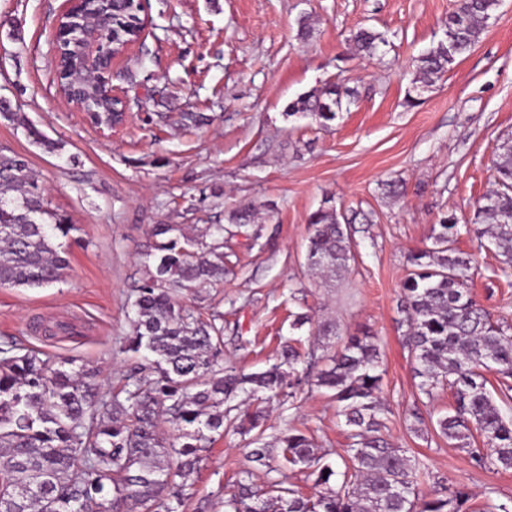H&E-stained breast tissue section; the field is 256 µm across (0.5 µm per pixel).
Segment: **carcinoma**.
Segmentation results:
<instances>
[{"label":"carcinoma","instance_id":"carcinoma-1","mask_svg":"<svg viewBox=\"0 0 512 512\" xmlns=\"http://www.w3.org/2000/svg\"><path fill=\"white\" fill-rule=\"evenodd\" d=\"M499 0H458L448 15L445 38L416 59L413 91L433 86L471 52L494 16ZM114 40L129 38L127 0L109 3ZM355 50L372 55L384 34L362 28ZM349 89L330 83L289 106L288 115L336 119ZM0 119L54 153L61 145L46 137L11 104L0 99ZM495 188L475 205L466 231L490 237L500 252L499 271L512 270V139L493 161ZM239 227L254 223L250 208L229 214ZM352 219L329 202L308 218L309 268L332 276L354 259ZM431 245L408 254L398 310L420 393L449 389L448 413L436 430L464 449L479 467L512 469V325L494 321L471 295L479 270L474 254L454 247L458 218L444 214ZM77 226L51 208L26 155L0 150V287L43 288L69 268V238ZM146 257L153 260L131 302L132 333L125 350L142 362L117 391L106 390L98 372L73 358H51L25 347H0V512H182L189 476L214 435L249 437L253 462L273 470L278 459L314 477L315 498L272 480L262 487L246 473L224 499L225 512H476L461 487L428 496L417 491L419 472L381 434L383 381L377 336L364 328L346 336L315 385L332 393L350 427L342 466L325 459L315 439L288 429L265 440L266 405L293 404L308 372L305 354L282 348L276 362L244 373L224 366L222 315L183 306L182 291L224 281V225L209 224L199 235L180 224H155ZM500 375L498 396L486 374ZM250 400L241 408L233 401ZM175 426L170 439L161 427Z\"/></svg>","mask_w":512,"mask_h":512}]
</instances>
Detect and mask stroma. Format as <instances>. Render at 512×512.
I'll return each instance as SVG.
<instances>
[{
	"mask_svg": "<svg viewBox=\"0 0 512 512\" xmlns=\"http://www.w3.org/2000/svg\"><path fill=\"white\" fill-rule=\"evenodd\" d=\"M61 4L0 0V98L62 149L47 153L4 120L0 148L28 156L52 208L78 228L61 282L0 287V344L77 359L121 387L139 361L120 346L152 225L195 233L248 206L264 228L258 244L235 246L224 284L182 296L223 313L225 362L266 368L291 339L323 358L338 336L368 328L385 371L384 435L425 463L420 493L461 486L474 506L511 505L512 470L476 467L436 433L452 394L419 393L397 305L409 250L429 245L442 213L469 217L493 188L494 152L512 138V0H501L475 48L412 107L414 59L443 39L456 0H147L144 45L112 72L131 113L112 135L90 128L57 93L51 38ZM304 15L312 26L305 44L296 37ZM361 27L386 33L376 55L355 53L349 38ZM340 79L355 101L328 126L288 116L298 97ZM184 112L204 114L205 124L183 129ZM394 179L405 181V197L385 195ZM327 199L369 217L352 226L355 261L332 279L306 262L308 216ZM455 247L481 263L474 299L512 323V276H494L495 246L462 232ZM297 313L310 318L298 329ZM322 324L334 334L320 335ZM415 410L424 418L418 433ZM291 427L310 432L332 462L350 444L338 404L314 387L294 407L269 404L267 436ZM248 469L256 484L267 482L245 440L217 439L187 479L183 512H224L225 493Z\"/></svg>",
	"mask_w": 512,
	"mask_h": 512,
	"instance_id": "35a3bbf8",
	"label": "stroma"
}]
</instances>
